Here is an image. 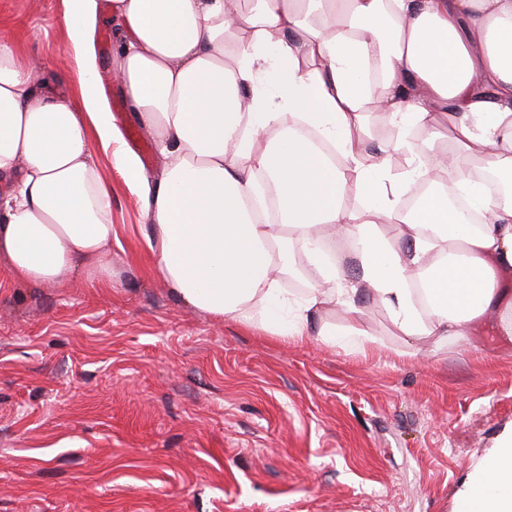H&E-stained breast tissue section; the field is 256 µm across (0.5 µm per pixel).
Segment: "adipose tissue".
<instances>
[{"label": "adipose tissue", "instance_id": "obj_1", "mask_svg": "<svg viewBox=\"0 0 512 512\" xmlns=\"http://www.w3.org/2000/svg\"><path fill=\"white\" fill-rule=\"evenodd\" d=\"M118 75L164 159L146 178L100 90L98 0H68V49L80 98L39 94L46 67L0 34V260L19 282L53 287L112 279V196L93 147L112 155L151 221L154 272L186 306L256 320L285 340L365 348L357 300L373 297L410 341L439 349L495 317L512 337V0H108ZM381 70L382 81L370 80ZM391 130L372 138L369 113ZM333 144V163L297 125ZM448 129V146L415 154L407 128ZM407 167L393 172L394 155ZM503 186L492 195L473 165ZM265 171L280 221L252 205ZM429 191L404 197L419 178ZM486 220L466 222L449 186ZM364 196L360 207L350 191ZM397 223V237L381 227ZM301 246L320 274L300 299L280 280ZM420 279L426 303L410 283ZM340 310L339 327L326 318ZM459 512H512V434L479 463Z\"/></svg>", "mask_w": 512, "mask_h": 512}]
</instances>
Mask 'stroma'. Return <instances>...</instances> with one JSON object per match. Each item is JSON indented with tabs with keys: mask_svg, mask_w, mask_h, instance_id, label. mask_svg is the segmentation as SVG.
<instances>
[{
	"mask_svg": "<svg viewBox=\"0 0 512 512\" xmlns=\"http://www.w3.org/2000/svg\"><path fill=\"white\" fill-rule=\"evenodd\" d=\"M66 0H0V33L79 98ZM94 47L120 131L139 129ZM112 283L0 272V512H457L512 431V338L496 321L418 363L365 301L371 354L284 341L185 306L152 271L148 219L110 154Z\"/></svg>",
	"mask_w": 512,
	"mask_h": 512,
	"instance_id": "obj_1",
	"label": "stroma"
}]
</instances>
